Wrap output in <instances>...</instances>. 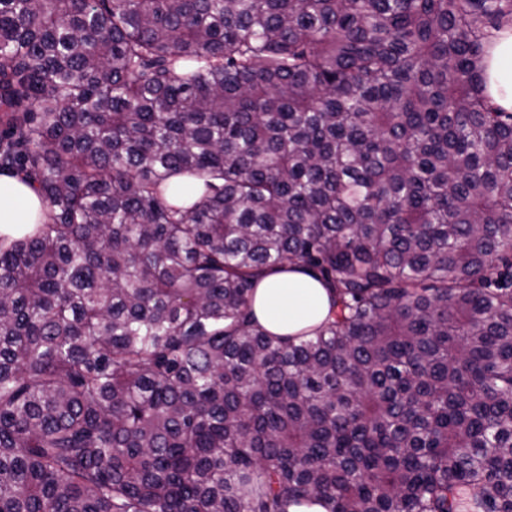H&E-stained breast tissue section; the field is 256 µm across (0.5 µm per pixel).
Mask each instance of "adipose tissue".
Instances as JSON below:
<instances>
[{"mask_svg":"<svg viewBox=\"0 0 512 512\" xmlns=\"http://www.w3.org/2000/svg\"><path fill=\"white\" fill-rule=\"evenodd\" d=\"M485 90L502 107L512 110V31L502 33L485 57ZM42 196L29 183L0 173V238L33 232L47 222ZM332 293L309 273L288 265L265 275L253 301V314L267 331L294 336L318 326L328 313Z\"/></svg>","mask_w":512,"mask_h":512,"instance_id":"adipose-tissue-1","label":"adipose tissue"}]
</instances>
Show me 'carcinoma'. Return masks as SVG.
I'll list each match as a JSON object with an SVG mask.
<instances>
[{
  "label": "carcinoma",
  "mask_w": 512,
  "mask_h": 512,
  "mask_svg": "<svg viewBox=\"0 0 512 512\" xmlns=\"http://www.w3.org/2000/svg\"><path fill=\"white\" fill-rule=\"evenodd\" d=\"M512 0H0V512H512ZM312 336L254 322L286 265ZM485 90L502 107L512 110V31L502 33L485 57ZM47 221L46 205L35 188L20 177L0 173V238L7 244ZM331 302L332 292L319 280L288 265L260 280L253 314L267 331L277 336H295L322 323Z\"/></svg>",
  "instance_id": "cac0c4a2"
}]
</instances>
